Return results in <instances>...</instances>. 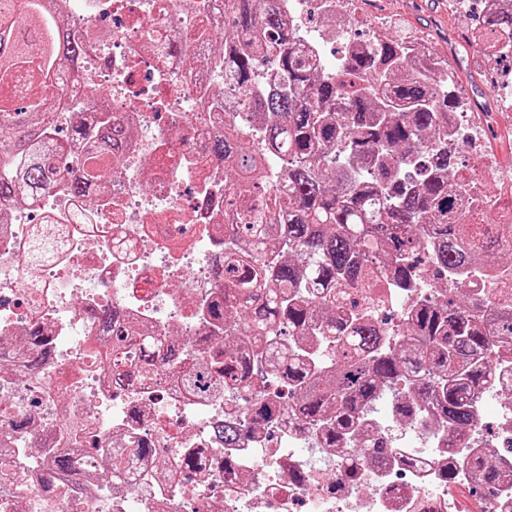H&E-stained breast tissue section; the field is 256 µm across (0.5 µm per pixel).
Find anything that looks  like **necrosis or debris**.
I'll list each match as a JSON object with an SVG mask.
<instances>
[{"mask_svg": "<svg viewBox=\"0 0 512 512\" xmlns=\"http://www.w3.org/2000/svg\"><path fill=\"white\" fill-rule=\"evenodd\" d=\"M63 7L71 37L84 45L81 77L63 80V95L103 86L104 110L128 121L130 135L108 190L80 201L59 181L0 226V342L14 352L0 364V394L10 395L28 423L0 452V512H458L455 492L438 480L440 433L422 424L409 425L412 440L399 445L418 467L391 461L351 478L314 431L280 424L258 436L244 432L228 448L214 436L223 399L193 397L171 377L115 388L105 358L112 338L83 312L110 306L176 345L203 332L213 249L224 243V164L206 145L225 117L243 109L229 86L220 108L210 102L220 86L210 62L228 24L224 0H64ZM181 38L185 49L173 52ZM450 129L472 161L464 216L494 213L512 224V210L499 207L501 196H512V174L486 154L483 125L473 113L456 112ZM39 224L60 231L43 260L30 252ZM336 303L377 319L389 344L402 342L410 300L396 289H377L369 299L350 290ZM34 327L48 339L47 368L24 377L20 364ZM499 375L483 402L501 417L493 447L511 448L512 366L500 365ZM61 418L80 421V433L61 432ZM135 436L152 442L153 456L128 460L124 479L101 495L113 451ZM92 441L98 453H90ZM39 453L72 455L84 480L32 467ZM188 453L198 465L183 473L179 461Z\"/></svg>", "mask_w": 512, "mask_h": 512, "instance_id": "necrosis-or-debris-1", "label": "necrosis or debris"}]
</instances>
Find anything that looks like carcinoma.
Listing matches in <instances>:
<instances>
[{
	"label": "carcinoma",
	"instance_id": "obj_1",
	"mask_svg": "<svg viewBox=\"0 0 512 512\" xmlns=\"http://www.w3.org/2000/svg\"><path fill=\"white\" fill-rule=\"evenodd\" d=\"M26 6L34 38L17 35L15 9L0 0V212L33 200L60 176L79 197L92 191L120 164L126 135L103 113L97 126L105 135L79 173L46 167V146L60 157L84 138L68 129L66 142L50 141L52 115L86 111L96 101L68 103L58 92L59 74L75 68L83 52L67 36L68 15L52 0ZM224 7L232 29L224 32L222 66L248 132L229 118L209 145L228 170L224 265L207 330L176 348L145 337L139 377L175 372L189 393L237 403L257 431L285 417L301 429L317 426L350 475L366 460L413 464L377 423L387 402L393 418L446 430L443 451L456 458L483 393L498 384L496 355L512 353V303L489 310L460 283L438 291V302L410 307L397 349L383 343L378 326L336 307L338 288L389 282L414 292V259L424 248L430 261L462 278L512 255L511 224L461 221V148L448 142V119L461 109L454 78H439L441 61L394 38L351 51L332 68L315 67L277 0H224ZM508 27L512 10L496 11L478 18L471 39L490 53ZM259 61L273 70L270 91L258 83ZM338 144L345 148L341 166L331 161ZM85 315L111 335H138L135 323L120 327L108 307L91 306ZM26 360L36 371L43 364L37 329ZM1 418L8 422L1 440L24 432V418L0 400ZM217 430L229 448L241 437L232 420ZM463 459L479 493L507 472L492 448H473ZM50 468L77 476L68 455L54 456Z\"/></svg>",
	"mask_w": 512,
	"mask_h": 512
}]
</instances>
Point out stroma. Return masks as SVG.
<instances>
[{
  "mask_svg": "<svg viewBox=\"0 0 512 512\" xmlns=\"http://www.w3.org/2000/svg\"><path fill=\"white\" fill-rule=\"evenodd\" d=\"M340 7L356 29L413 42L447 61L465 110L496 113L486 137L499 160L512 161V111L503 109L491 87L492 59L470 48V16L454 0H342Z\"/></svg>",
  "mask_w": 512,
  "mask_h": 512,
  "instance_id": "stroma-1",
  "label": "stroma"
}]
</instances>
